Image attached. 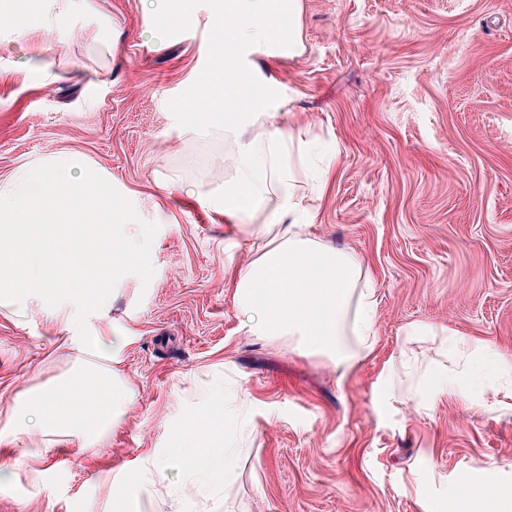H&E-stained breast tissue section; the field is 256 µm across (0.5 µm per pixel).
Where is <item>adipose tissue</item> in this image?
Instances as JSON below:
<instances>
[{"mask_svg": "<svg viewBox=\"0 0 512 512\" xmlns=\"http://www.w3.org/2000/svg\"><path fill=\"white\" fill-rule=\"evenodd\" d=\"M142 28L150 45L173 29H193L192 9L172 12L171 0H145ZM95 0H52L42 27L56 42L73 33L71 17ZM302 0H219L206 48L224 57L209 82L231 91L213 96L219 125L198 122L193 134L221 128L232 142V175L223 189L187 187L188 196L223 219L233 241L252 243L250 260L224 268L226 287L253 336L288 340L299 353L326 359L346 378L376 345L378 298L372 276L352 249L324 245L308 231L327 186L310 178V144L292 128L261 124L262 109L236 73L246 49L291 57L302 46ZM151 233L134 202L115 195L112 179L74 154L42 157L0 180V307L26 317L30 309L63 325L69 374L26 388L13 401L4 429L38 438L43 449L68 448L73 458L110 432L131 408L135 387L121 368L130 333H117L108 312L120 284L151 279ZM445 364L429 367L411 397L416 412L441 393L462 396L476 413L512 408V360L453 330L443 332ZM215 418L183 424L172 448L136 460L119 483L122 512H139L151 476L172 462L185 464L194 494L214 493L231 480L249 440L255 439L252 401L223 385L200 396Z\"/></svg>", "mask_w": 512, "mask_h": 512, "instance_id": "1", "label": "adipose tissue"}]
</instances>
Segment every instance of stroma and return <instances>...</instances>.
Here are the masks:
<instances>
[{"mask_svg":"<svg viewBox=\"0 0 512 512\" xmlns=\"http://www.w3.org/2000/svg\"><path fill=\"white\" fill-rule=\"evenodd\" d=\"M97 7L74 15L64 47L0 24V180L74 153L140 201L152 282H128L110 311L133 334L123 369L136 398L78 460L59 447L30 457L34 437L0 436V512H107L113 469L170 447L202 417L198 391L221 383L247 390L258 431L234 478L185 500V471L155 473L143 512H512L483 496L512 484V412L476 415L444 394L423 416L398 381L388 404L376 397L399 346L436 358L428 338L405 340L414 323L512 355V0H303V51L266 75L240 70L271 121L337 159L310 232L356 251L379 298L376 347L342 384L325 360L246 334L224 262L247 250L181 192L231 175V143L190 135L194 117L177 107L215 66L207 30L150 48L142 0ZM104 17L120 34L110 54L89 38ZM62 334L39 313L0 309V425L18 392L69 371Z\"/></svg>","mask_w":512,"mask_h":512,"instance_id":"35a3bbf8","label":"stroma"}]
</instances>
